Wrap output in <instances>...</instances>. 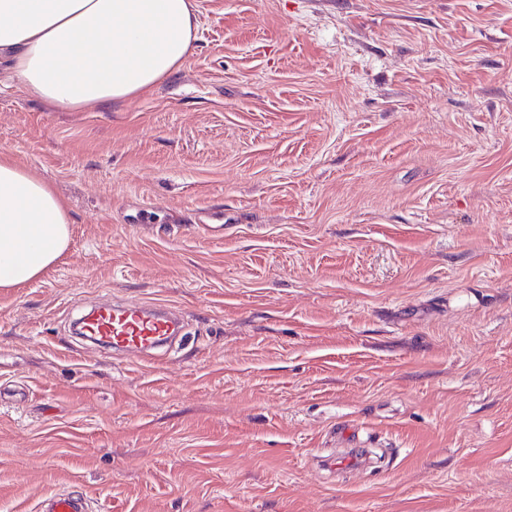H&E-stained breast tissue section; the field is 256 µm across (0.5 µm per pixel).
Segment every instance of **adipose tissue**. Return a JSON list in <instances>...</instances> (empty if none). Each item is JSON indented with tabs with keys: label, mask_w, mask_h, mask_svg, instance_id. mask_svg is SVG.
Segmentation results:
<instances>
[{
	"label": "adipose tissue",
	"mask_w": 512,
	"mask_h": 512,
	"mask_svg": "<svg viewBox=\"0 0 512 512\" xmlns=\"http://www.w3.org/2000/svg\"><path fill=\"white\" fill-rule=\"evenodd\" d=\"M195 0H0V62L30 96L68 109L126 102L178 70ZM66 203L0 152V289L40 278L70 243Z\"/></svg>",
	"instance_id": "obj_1"
}]
</instances>
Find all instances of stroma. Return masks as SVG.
Here are the masks:
<instances>
[{"instance_id": "1", "label": "stroma", "mask_w": 512, "mask_h": 512, "mask_svg": "<svg viewBox=\"0 0 512 512\" xmlns=\"http://www.w3.org/2000/svg\"><path fill=\"white\" fill-rule=\"evenodd\" d=\"M196 7L133 101L0 77V151L72 220L0 290V512H512V0ZM103 300L179 347L74 335ZM47 505V509H42ZM41 510L46 512H84L86 501L67 493L56 494L43 501Z\"/></svg>"}]
</instances>
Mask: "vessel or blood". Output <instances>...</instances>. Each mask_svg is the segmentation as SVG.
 Masks as SVG:
<instances>
[{"mask_svg":"<svg viewBox=\"0 0 512 512\" xmlns=\"http://www.w3.org/2000/svg\"><path fill=\"white\" fill-rule=\"evenodd\" d=\"M180 331L177 318L164 306L113 305L96 309L83 320V332L106 347L145 352ZM46 512H85L86 501L67 493L46 501Z\"/></svg>","mask_w":512,"mask_h":512,"instance_id":"obj_1","label":"vessel or blood"}]
</instances>
